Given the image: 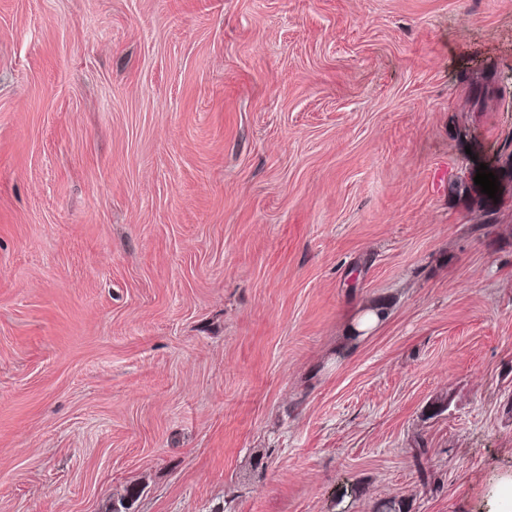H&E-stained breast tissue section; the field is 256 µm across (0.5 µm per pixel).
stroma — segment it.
<instances>
[{"mask_svg":"<svg viewBox=\"0 0 512 512\" xmlns=\"http://www.w3.org/2000/svg\"><path fill=\"white\" fill-rule=\"evenodd\" d=\"M511 478L512 0H0V512Z\"/></svg>","mask_w":512,"mask_h":512,"instance_id":"obj_1","label":"stroma"}]
</instances>
